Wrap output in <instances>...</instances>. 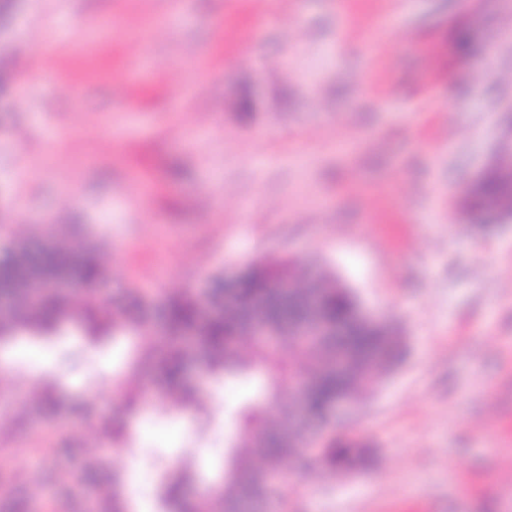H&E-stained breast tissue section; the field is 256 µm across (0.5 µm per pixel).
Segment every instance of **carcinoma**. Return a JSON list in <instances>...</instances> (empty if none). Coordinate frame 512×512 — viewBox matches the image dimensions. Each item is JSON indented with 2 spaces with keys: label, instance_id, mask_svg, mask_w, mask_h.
I'll return each instance as SVG.
<instances>
[{
  "label": "carcinoma",
  "instance_id": "obj_1",
  "mask_svg": "<svg viewBox=\"0 0 512 512\" xmlns=\"http://www.w3.org/2000/svg\"><path fill=\"white\" fill-rule=\"evenodd\" d=\"M487 201L504 214L512 213V151L504 150L489 177L473 186L462 203L469 212ZM57 229L49 225L37 245L19 244L12 254L0 260V293L8 307L0 316V343L20 337L55 335L68 323H75L89 336L112 334L137 336L143 352L132 364V377L150 379L158 399L174 398L196 412L202 411L200 389L190 380L188 365L200 364L214 377H253L263 373L260 389L264 401L253 404L247 398L239 410V428L230 433L225 447L233 449L226 462L224 483L199 495L186 505L179 484L168 487L167 512H267V474L283 459L305 447L314 428L330 417L337 401L353 398L359 391L376 384L381 376L400 363L403 345L397 329L389 322L377 329L356 322V296L336 284V274L315 270L308 282L295 288L296 296L272 288V283L291 277L288 262L256 261L240 273L232 284L231 295L224 296L220 274L212 278L210 291L200 294L185 290L168 298L158 317L153 305L129 289L125 303L109 308H78L69 295L46 288L55 277L96 288L108 277L100 250L93 245L69 247L57 241ZM314 304L323 318L347 326L339 337L314 336L307 328L302 334L288 332L296 311ZM275 321L281 342L288 347V360L276 357L271 348L256 339L249 352L239 350L237 340L252 322ZM162 332L170 346L164 353L155 350L152 338ZM346 350L352 360L336 373V352ZM301 379L307 404L303 420L292 422L293 404L283 383ZM39 416L55 418L67 413L53 391H43L37 402ZM98 461L107 450L119 448L125 440L120 425L101 427ZM321 463L329 468L352 469L364 465L368 445L352 439L329 438L319 449ZM118 475L101 492L100 512H126L120 496Z\"/></svg>",
  "mask_w": 512,
  "mask_h": 512
}]
</instances>
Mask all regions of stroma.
<instances>
[{"instance_id":"stroma-1","label":"stroma","mask_w":512,"mask_h":512,"mask_svg":"<svg viewBox=\"0 0 512 512\" xmlns=\"http://www.w3.org/2000/svg\"><path fill=\"white\" fill-rule=\"evenodd\" d=\"M384 39H377L379 27ZM471 40L454 45L458 29ZM43 56L35 72L19 50ZM251 95L248 120L239 116ZM512 149V0H9L0 11V256L54 224L100 245L111 306L255 260L322 267L393 324L406 362L335 417L365 467L285 459L269 512H512V218L455 203ZM135 337L71 328L0 351V512H87L100 483L159 512L220 483L249 379L198 367L208 416L152 388L120 453ZM91 415L37 422L34 383Z\"/></svg>"}]
</instances>
